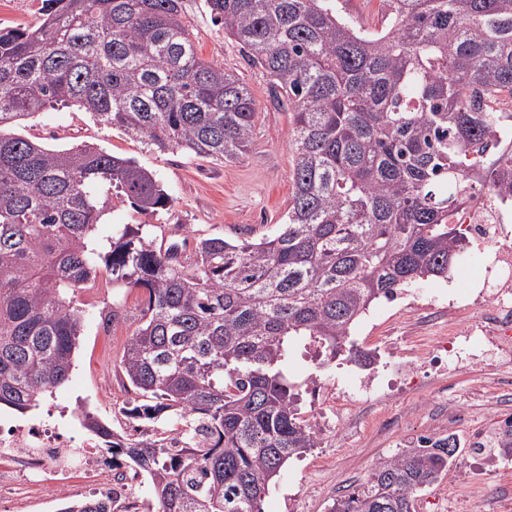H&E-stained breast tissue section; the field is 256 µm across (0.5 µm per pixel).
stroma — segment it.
Listing matches in <instances>:
<instances>
[{
	"label": "stroma",
	"instance_id": "stroma-1",
	"mask_svg": "<svg viewBox=\"0 0 512 512\" xmlns=\"http://www.w3.org/2000/svg\"><path fill=\"white\" fill-rule=\"evenodd\" d=\"M199 54L236 72L255 99L259 117L253 144L236 160L216 163L185 153L149 152L119 129L99 125L77 106L46 110L17 126L18 134L46 148L62 150L93 143L117 156L131 158L155 172L172 198L153 217L138 214L130 205H117L102 218L103 235L124 225H143L150 238L222 237L260 240L278 231L293 193V117L277 101L271 79L249 64L239 46L213 22L204 0H181ZM479 251L469 246L456 260L450 280L412 286L397 300L377 301L373 315L356 321L349 340L360 350L377 354L372 372L384 381L379 398L369 404L339 406L336 390L345 386L352 361L339 359L319 366L314 355L298 350L292 371L308 381L300 402V416L312 423L325 417L338 426L323 435L318 447L289 460L277 483L261 502L262 512H330L334 500L364 484L374 464L401 451L420 437L467 434L494 422L497 414L512 411V390L502 391L496 373L476 366L452 371L441 367L417 374L411 385L393 388L389 379L413 365L414 351L431 347L441 336L470 325L472 315L461 311L449 318V300H463L479 272ZM436 296L437 312L407 309L410 294ZM122 295L129 313L126 322L104 327L99 313ZM142 291L119 293L112 277L100 273L94 287L77 290L74 304L84 312L82 334L69 381L48 395L44 405L72 410L77 398L115 431L126 434L134 423L124 414L134 398L120 372L124 345L137 325ZM416 512H512V460L496 472L481 468L477 456L462 451L456 466L438 483L424 488L415 500Z\"/></svg>",
	"mask_w": 512,
	"mask_h": 512
}]
</instances>
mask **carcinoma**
<instances>
[{"label": "carcinoma", "mask_w": 512, "mask_h": 512, "mask_svg": "<svg viewBox=\"0 0 512 512\" xmlns=\"http://www.w3.org/2000/svg\"><path fill=\"white\" fill-rule=\"evenodd\" d=\"M293 115L294 191L258 242L184 238L166 249L125 227L98 251L112 201L153 216L156 174L90 144L47 149L13 131L78 105L151 151L224 162L253 143L257 104L198 53L180 0H42L36 27L0 28V406L40 407L68 381L83 311L70 294L112 282L144 293L121 372L153 433L76 420L144 474L161 512H260L288 459L320 442L286 372L303 342L330 358L378 299L444 278L468 238L449 215L487 186L512 205V0H383L366 34L332 0H205ZM127 320L124 305L101 316ZM453 436L375 463L331 512H413L447 475ZM61 512H123L108 492Z\"/></svg>", "instance_id": "cac0c4a2"}]
</instances>
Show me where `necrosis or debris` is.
I'll use <instances>...</instances> for the list:
<instances>
[{"mask_svg": "<svg viewBox=\"0 0 512 512\" xmlns=\"http://www.w3.org/2000/svg\"><path fill=\"white\" fill-rule=\"evenodd\" d=\"M466 236L474 238L483 262L484 288L466 307L482 333L473 339L463 329L425 354L459 368L477 361L496 370L501 387L512 386V219L491 191L452 214ZM112 467L99 441L60 429L53 418L32 421L0 418V504L12 501L19 486L49 484L66 494L95 491L99 475Z\"/></svg>", "mask_w": 512, "mask_h": 512, "instance_id": "4bbe7bcc", "label": "necrosis or debris"}]
</instances>
